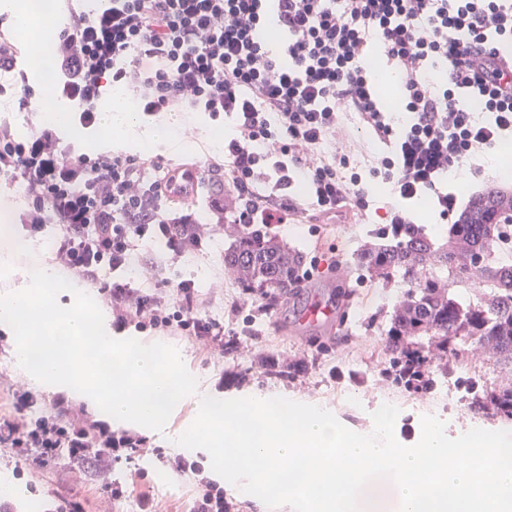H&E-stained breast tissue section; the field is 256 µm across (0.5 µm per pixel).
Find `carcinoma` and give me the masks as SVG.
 Segmentation results:
<instances>
[{"instance_id": "cac0c4a2", "label": "carcinoma", "mask_w": 512, "mask_h": 512, "mask_svg": "<svg viewBox=\"0 0 512 512\" xmlns=\"http://www.w3.org/2000/svg\"><path fill=\"white\" fill-rule=\"evenodd\" d=\"M507 220L512 222V193L490 188L471 199L444 241L431 238L421 224H398L381 229L378 236L383 242L357 256L360 269L409 285L405 301L391 316L385 340L389 373L405 388L430 392L438 376L448 374L446 364L416 375L407 370L409 357L423 355L433 345L461 365L467 343L486 344L494 354L512 357V262L497 256ZM459 245L487 261V291L477 303L453 292L464 283L455 271ZM303 264L301 253L254 224L244 225L239 238L224 250V265L247 273L239 280L241 288L256 294L264 310L276 307L299 287ZM476 388L473 379L465 383L474 407L483 410L499 404L512 415V386L485 388L480 394Z\"/></svg>"}]
</instances>
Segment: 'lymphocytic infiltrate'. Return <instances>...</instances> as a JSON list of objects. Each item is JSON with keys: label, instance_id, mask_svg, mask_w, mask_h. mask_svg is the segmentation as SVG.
I'll return each mask as SVG.
<instances>
[{"label": "lymphocytic infiltrate", "instance_id": "obj_1", "mask_svg": "<svg viewBox=\"0 0 512 512\" xmlns=\"http://www.w3.org/2000/svg\"><path fill=\"white\" fill-rule=\"evenodd\" d=\"M65 2L69 20L56 41L51 91L75 103L87 126L115 84L149 115H233L235 135L193 167L204 176L223 173L210 207L237 224H290L311 209L326 219L342 212L363 219L361 178L345 172L342 144L350 134L342 116L349 112L388 147L377 173L401 199L430 196L444 217L456 206L440 188L444 174L512 134V55L498 48L512 41V0H103L92 15L78 0ZM374 35L411 116L399 132L365 65ZM439 64L440 83L431 77ZM0 76L11 79L20 109L36 111L4 32ZM161 164L155 156L75 155L44 125L22 142L0 127V176L24 185L28 231L53 220L56 260L99 288L117 325L160 329L220 353L224 327L206 314L192 280L146 294L101 277L131 264L144 238L165 236L180 257L213 236L214 227L192 213L172 218L163 210L168 184L148 177ZM299 182L310 185L307 198L292 195ZM178 226L183 234H175ZM12 397V411L0 413V447L29 464L64 454L101 476L121 457L145 451L138 436L87 429L68 410L35 418L27 391L14 389ZM173 466L196 477L193 512H230L223 488L199 466L181 457Z\"/></svg>", "mask_w": 512, "mask_h": 512}]
</instances>
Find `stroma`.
<instances>
[{"label": "stroma", "mask_w": 512, "mask_h": 512, "mask_svg": "<svg viewBox=\"0 0 512 512\" xmlns=\"http://www.w3.org/2000/svg\"><path fill=\"white\" fill-rule=\"evenodd\" d=\"M39 45L37 32L23 33L17 42L16 58L18 70L26 73L29 86L41 102L40 111L19 110L13 99L0 95V124L13 132L23 126L32 129L43 124L46 109L58 107L69 113L74 110L71 102L47 93V84L41 78L42 62L30 55L31 49ZM167 120L173 125L177 142L155 147L154 152L168 164L188 162L214 150L216 133L228 135L233 129L231 118L213 119L204 113L171 114ZM342 121L355 143L350 164L360 173L368 192V217L362 224L343 220L323 224L305 219L298 224L273 225V233L288 247L302 252L306 267L313 270L312 278L304 281L296 294L270 311L247 302L237 274L224 268V251L239 234L240 225H225L223 234L205 241L195 253L175 260L168 257L165 239L156 236L138 245L140 259L157 263L156 277L146 281L123 270L115 272V279L149 293L192 278L209 316L223 323L225 336L235 338L238 346L221 356L209 355L184 337L142 331L132 323L126 326V333L176 347L189 368L200 373L202 386L210 391L234 396L259 390L318 403L336 411L355 429L367 428L372 412L383 404L396 405L401 421L395 436L406 446L413 445L419 436L420 418L425 414L445 420L452 432L478 421L500 423L501 417L495 412L474 414L457 390L458 378L473 374L480 375L491 387L512 385V365L496 361L487 349L468 346L466 364L453 366L448 378L439 381L437 390L429 393L407 391L386 376V332L407 286L398 280L387 282L360 273L354 264L357 253L376 244L375 231L383 227L386 210L394 202L388 185L369 172L374 156L385 152L386 147L361 131L355 115H344ZM492 187L512 192V180L499 178L491 154L481 157L475 168L448 177V188L456 192L461 210L472 197ZM344 281L350 284L349 306L340 312L333 330L300 324L301 309L318 299H334L337 285ZM269 360L292 368L293 376L285 382L271 379L263 370ZM148 444L152 454L119 460L109 474L94 480L79 478L71 471L67 458L35 469L10 450L0 448V485L21 491L20 496L9 497L10 512H64L71 501L81 502L85 512H110L114 507L108 501L107 488L119 483L134 486L132 493L115 507L119 512H139L144 494L152 496L159 512H189L195 495L193 475L172 466L175 453L162 438L150 437Z\"/></svg>", "instance_id": "stroma-1"}]
</instances>
